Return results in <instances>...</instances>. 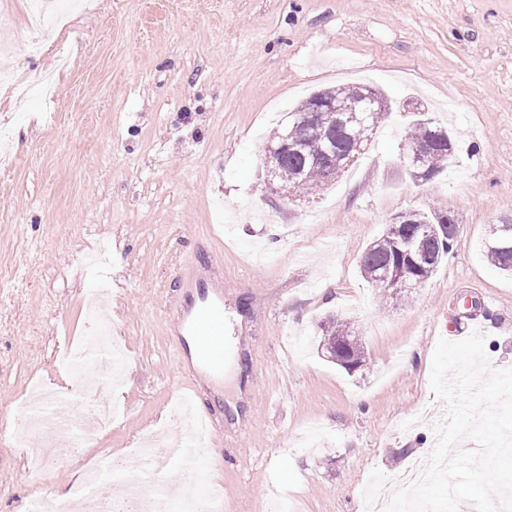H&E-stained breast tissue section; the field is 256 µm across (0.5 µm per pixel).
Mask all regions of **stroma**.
Instances as JSON below:
<instances>
[{
	"mask_svg": "<svg viewBox=\"0 0 512 512\" xmlns=\"http://www.w3.org/2000/svg\"><path fill=\"white\" fill-rule=\"evenodd\" d=\"M0 11L13 38L0 123L19 159L0 172V512H30L154 433L188 447L180 401L214 423L198 474L226 512H360L367 486L387 489L436 443L439 339L479 322L491 368L512 367V277L483 255L490 228L512 222V0H80L34 55L26 0ZM52 70V97L18 98ZM361 82L424 105L453 131L455 164L413 180V116L394 111L332 185L280 196L268 140L313 91ZM434 208L457 222L447 261L408 300L372 287L368 245L397 214ZM190 268L241 318L217 390L174 328ZM99 289L124 350L115 414L97 424L70 396L83 445L58 442L36 483L3 405L73 380L60 358L95 328ZM329 313L351 320L366 368L320 352Z\"/></svg>",
	"mask_w": 512,
	"mask_h": 512,
	"instance_id": "1",
	"label": "stroma"
}]
</instances>
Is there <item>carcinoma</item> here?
Returning <instances> with one entry per match:
<instances>
[{
	"mask_svg": "<svg viewBox=\"0 0 512 512\" xmlns=\"http://www.w3.org/2000/svg\"><path fill=\"white\" fill-rule=\"evenodd\" d=\"M368 90L367 86L356 85L348 88L323 89L321 93L338 101H352L361 98ZM288 132L292 133V140L297 143L298 149L282 155L277 179L293 187L297 192L328 186L331 179L326 169L331 164V158L324 153L327 127L315 115L297 123L288 122ZM353 137L365 139L367 135L361 133L357 126L348 128L345 134L336 132V150L346 151ZM450 140L452 137L448 131L438 126L431 117L421 115L414 120L411 134L407 139V147L426 150L424 179L433 178L451 162L455 151L448 150ZM408 218L410 222L407 224L386 225L382 235L373 241L362 255V276L383 290L386 289V285L381 275L386 270L396 269L399 277L408 281V287L415 288L426 283L453 250L456 223L451 214L438 209L418 210L408 213ZM408 229L420 231L419 252L413 262L402 260L399 253L403 247V231ZM504 232V225H493L484 241V251L494 268L512 274V248L503 249L497 244ZM319 330L323 339L322 346L326 347L336 364L346 370H357L364 366L366 355L353 334L351 323L335 315H328L321 321Z\"/></svg>",
	"mask_w": 512,
	"mask_h": 512,
	"instance_id": "cac0c4a2",
	"label": "carcinoma"
}]
</instances>
